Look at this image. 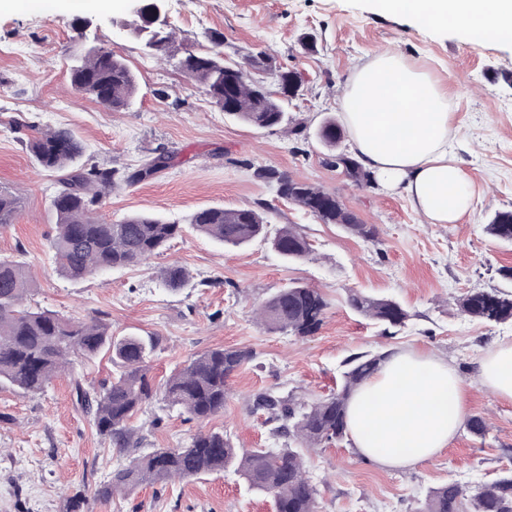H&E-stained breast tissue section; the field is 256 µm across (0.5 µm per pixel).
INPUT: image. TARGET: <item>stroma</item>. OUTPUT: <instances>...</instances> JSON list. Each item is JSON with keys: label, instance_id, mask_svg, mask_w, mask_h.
<instances>
[{"label": "stroma", "instance_id": "35a3bbf8", "mask_svg": "<svg viewBox=\"0 0 512 512\" xmlns=\"http://www.w3.org/2000/svg\"><path fill=\"white\" fill-rule=\"evenodd\" d=\"M166 9L175 37L158 56L133 34L130 0H54L46 12L0 0V186L21 202L15 223L0 232V258L25 262L34 285L29 304L102 319L117 336L155 337L148 366L157 387L206 350L256 354L231 376L224 411L212 418H189L154 396L132 419L137 449L175 448L212 430L239 448L281 447L268 411L255 405L258 394L321 398L339 389L349 355L399 348L448 360L468 387L467 415L482 417L487 433L461 429L440 456L408 469L381 467L349 442L307 450L318 512H417L430 488L451 480L472 488L512 468V402L476 377L491 347L512 342V321L486 323L457 307L470 291H512L500 274L512 267V243L486 231L495 212L512 210V44L425 27L377 10L373 0H167ZM217 32L225 58L269 55V64L252 67L255 78L301 74V91L286 106L288 125L259 129L233 119L179 70L186 48L208 51ZM305 36L313 50L302 48ZM86 40L125 59L138 86L128 108L112 111L72 87L68 66ZM387 51L448 91L451 149L474 191L462 223H426L400 189L354 185L316 137L326 119L341 118L354 66ZM36 127L69 128L85 147L81 164L125 174L171 156L170 167L113 189L103 208L112 222L152 212L184 224L203 208L253 207L271 228L293 225L312 253L288 262L261 239L227 247L188 230L145 263L70 281L56 272L50 248L57 175L27 148ZM263 167L336 194L376 226V241L288 202L276 183L257 177ZM173 263L191 275L177 291L158 278ZM292 283L320 289L329 303L319 331L305 338L267 331L254 319L259 302ZM355 290L399 301L409 320L382 331L350 307ZM132 457L98 434L76 405L69 376L36 394L0 389V512H65L77 492L89 512H274L230 469L97 500L96 489Z\"/></svg>", "mask_w": 512, "mask_h": 512}]
</instances>
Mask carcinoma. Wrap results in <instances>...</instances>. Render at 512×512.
I'll list each match as a JSON object with an SVG mask.
<instances>
[{"label": "carcinoma", "instance_id": "carcinoma-1", "mask_svg": "<svg viewBox=\"0 0 512 512\" xmlns=\"http://www.w3.org/2000/svg\"><path fill=\"white\" fill-rule=\"evenodd\" d=\"M140 40L158 39V51H165L173 31L143 32ZM224 36L211 37L204 54L188 52L181 70L205 90L219 107L231 104L230 115L250 126L272 128L286 121L285 101L254 86L231 71L224 62ZM72 85L102 105L119 111L128 108L136 96L137 83L122 57L102 46L74 56L70 65ZM324 145L334 150L342 138L336 122L328 120L319 133ZM36 163L60 173L61 188L52 200L56 234L51 241L58 271L71 281L96 272L136 266L160 253L180 236L183 225L150 213H135L119 223L97 216V209L112 187L122 180H142L168 164L160 154L132 175L97 165L76 167L83 153L82 143L66 128L38 132L29 142ZM348 177L359 186L374 183L372 174L355 159L335 156ZM257 176L279 185L282 197L318 217L325 224H339L363 240H374L376 227L363 223L340 198L322 188L299 181L273 168ZM18 197L0 187V231L15 222ZM190 226L229 247H239L268 233L262 213L251 207L224 209L209 207L195 212ZM495 239L512 242V210L500 211L486 226ZM272 246L284 259L294 262L310 255L309 244L291 225L277 229ZM162 283L171 290L190 280L187 270L172 264L159 271ZM32 282L25 263L0 259V386L20 394L42 391L53 379L65 374L71 358L109 354L120 373L99 386L74 380L76 401L91 415L99 435L112 447L125 450L134 445L136 430L131 417L152 399L154 387L147 359L156 347L147 336H115L101 320L76 321L56 312L25 304ZM349 304L357 313L386 326H402L408 312L390 298L353 291ZM460 311L487 323L512 320V292L470 291L457 300ZM328 302L319 289L293 283L263 301L255 311L257 323L269 332H288L297 337L316 333L321 327ZM386 354L357 353L346 360L340 389L325 398L308 401L261 393L256 406L271 412L278 423L277 436L288 438L284 447L237 448L220 431L199 433L181 448H154L126 467L112 472V479L96 490V498L108 501L117 493L131 492L143 484L184 479L231 468L249 489L273 499L276 512H317L316 486L304 466L302 448H321L348 438L347 404L352 394L382 366ZM249 349L213 348L190 359L173 371L163 386V398L192 418L205 420L224 411L228 380L241 366L253 361ZM420 512H512V469H504L493 480L471 490L450 481L428 491Z\"/></svg>", "mask_w": 512, "mask_h": 512}]
</instances>
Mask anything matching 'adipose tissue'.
Listing matches in <instances>:
<instances>
[{"mask_svg": "<svg viewBox=\"0 0 512 512\" xmlns=\"http://www.w3.org/2000/svg\"><path fill=\"white\" fill-rule=\"evenodd\" d=\"M427 27L459 25L475 39L512 42V0H384ZM352 149L387 188L401 189L430 224L469 214L470 178L450 149L448 94L427 74L384 52L357 67L343 96ZM480 381L512 401V342L479 361ZM467 389L448 362L398 350L352 396L348 430L356 450L381 466L409 468L440 455L458 435Z\"/></svg>", "mask_w": 512, "mask_h": 512, "instance_id": "ef3b65f1", "label": "adipose tissue"}]
</instances>
